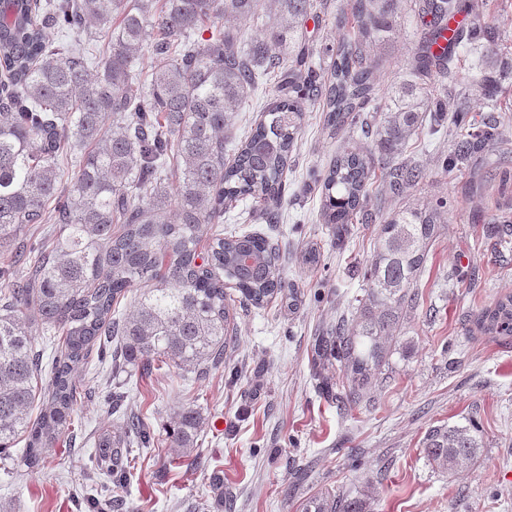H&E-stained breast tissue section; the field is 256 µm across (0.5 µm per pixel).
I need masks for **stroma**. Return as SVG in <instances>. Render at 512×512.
<instances>
[{
    "instance_id": "35a3bbf8",
    "label": "stroma",
    "mask_w": 512,
    "mask_h": 512,
    "mask_svg": "<svg viewBox=\"0 0 512 512\" xmlns=\"http://www.w3.org/2000/svg\"><path fill=\"white\" fill-rule=\"evenodd\" d=\"M471 19L489 23L499 53L512 57V0H467ZM420 30L411 0H400L389 42L371 48L379 62L376 93L409 77ZM454 82L429 80L432 94L468 109L473 124L495 115L503 136L466 166L444 171L456 128L413 137L401 161L425 178L385 211L444 199L448 207L418 283L419 303L404 315L401 341L376 384L348 406L326 394L334 363L320 364L316 336L352 317L376 240L378 223L345 230L323 223L315 173L339 152L365 145L360 129L330 132L319 106H307L288 165V198L280 223L224 215V230L260 232L278 245V297L261 308L237 301L224 364L206 376L165 366L149 375L113 372L92 355L78 366L71 424L37 467L21 447L0 457V512H89L81 496L90 458L105 429L123 432L136 415L152 445L127 450V480L114 489L112 512H297L312 494L329 490L364 498L369 512H512V336H488L475 315L512 292V75L499 76L497 56L475 63L462 53ZM496 76L495 112H488L481 74ZM317 249L309 266L304 254ZM203 426L197 464L171 460L167 437L181 407ZM475 422L482 458L448 476L422 453L430 426ZM224 480L216 507L213 476Z\"/></svg>"
}]
</instances>
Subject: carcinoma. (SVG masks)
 Wrapping results in <instances>:
<instances>
[{"instance_id": "cac0c4a2", "label": "carcinoma", "mask_w": 512, "mask_h": 512, "mask_svg": "<svg viewBox=\"0 0 512 512\" xmlns=\"http://www.w3.org/2000/svg\"><path fill=\"white\" fill-rule=\"evenodd\" d=\"M19 2L21 14L0 21V244L26 224H57L59 236L50 247L20 252L21 279L0 268V281L8 284L0 297V455L23 441L25 456L34 460L54 447L70 421L75 367L93 350L106 351L109 339H118L112 364L119 369L149 374L173 365L203 376L224 363L229 344L224 282L255 307L282 292L279 248L257 233L226 236L221 223L225 211L251 199L262 205L258 219L279 223L306 103L322 105L331 131L358 124L372 142L370 149L337 155L325 170L324 223L371 220L383 210V197L401 196L424 177L416 166L394 163L412 135L448 119V99L429 96L422 80L453 77L461 47L479 59L491 49L480 25L447 42L448 17L467 13L465 0H414L422 33L410 79L388 88L379 115L370 118L377 67L363 48L389 38L396 0H352L350 11L334 16L342 39L319 46L307 43L299 27L316 9L314 0ZM247 24L260 26L261 34L244 48ZM51 29L76 33L79 47L52 52ZM144 48L146 92L134 68ZM316 54L329 58L327 68L309 65ZM267 70L279 74L275 99L227 161L225 134ZM453 122L461 132L447 168L468 162L501 135L492 117L474 126L457 110ZM68 153L78 174L66 185L59 159ZM446 207L441 200L381 220L357 316L316 338V356L340 363L342 403L356 404L388 364ZM204 224L213 232L210 253L202 256ZM142 284L132 313L112 316L113 305ZM478 323L488 334L511 336L512 294L482 311ZM35 324L63 334L44 389ZM38 398L43 408L33 420ZM201 427L194 410L178 414L173 459L191 456ZM127 434L150 443L137 416L128 419ZM127 446L122 436L101 435L95 491L102 499L89 507L112 508L107 492L123 484ZM422 447L427 461L449 474L478 463L482 441L468 420L430 427ZM301 512H367V501L321 492Z\"/></svg>"}]
</instances>
